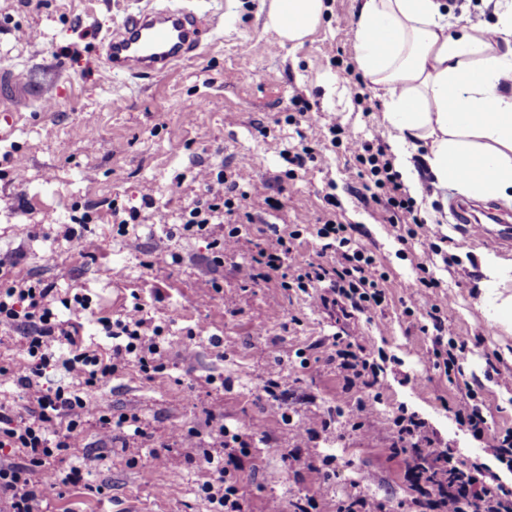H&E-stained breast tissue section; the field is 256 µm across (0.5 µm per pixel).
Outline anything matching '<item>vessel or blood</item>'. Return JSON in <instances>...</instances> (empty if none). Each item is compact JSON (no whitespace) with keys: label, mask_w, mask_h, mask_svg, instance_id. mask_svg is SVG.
Instances as JSON below:
<instances>
[{"label":"vessel or blood","mask_w":512,"mask_h":512,"mask_svg":"<svg viewBox=\"0 0 512 512\" xmlns=\"http://www.w3.org/2000/svg\"><path fill=\"white\" fill-rule=\"evenodd\" d=\"M205 30L191 5H147L128 13L105 47L107 66L116 74L144 75L199 55ZM47 93H35L11 69H0V120L25 112Z\"/></svg>","instance_id":"b4317fda"}]
</instances>
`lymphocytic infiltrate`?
<instances>
[{
	"label": "lymphocytic infiltrate",
	"instance_id": "obj_1",
	"mask_svg": "<svg viewBox=\"0 0 512 512\" xmlns=\"http://www.w3.org/2000/svg\"><path fill=\"white\" fill-rule=\"evenodd\" d=\"M344 136L348 149L369 166L368 190L372 200L383 206L387 223L393 224L397 233L415 237L427 216L387 158L381 136L369 141L357 140L350 134ZM195 177L204 184L205 195L183 212L182 229L189 235L205 237L210 236L213 225L224 224L223 238L212 242L214 261L220 264L243 232L242 225L226 221L234 213L233 199L239 186L211 168L198 170ZM317 234L333 241L327 264L288 263L292 244L300 233L276 227L239 271L245 280L273 284L280 294L291 288L312 290L313 304L346 317L380 306L385 299L386 276L377 271L372 256L352 239L347 227L329 219ZM54 302L49 285L14 281L0 289V334L15 329L21 320L30 325L24 338L28 362L19 369L1 366L0 378L24 390L36 406L28 419L16 418L12 411L0 407V449L18 451L23 457L19 463L0 464V502L6 504V512H44L49 494L80 483L77 469L64 472L56 463L77 448L85 416L92 406L91 392L103 378L116 373L132 357L143 372L162 367L158 338L163 329L149 326L143 306L137 303L119 318L98 320L105 335L113 339L108 361H101L85 349L75 350L63 360L65 370L80 379L85 394L60 387L44 389L39 380L54 359L55 345L78 335L84 320L93 317L85 296L63 299L69 312L65 320L55 313ZM328 359L345 372L350 383L379 390L380 367L359 341L347 342ZM393 425L398 441L410 443L406 454L415 462L414 486L436 489L430 502L433 512H512V488L500 483L498 476L489 473L484 465L465 463L453 449L434 447L424 424L415 417L399 415ZM218 437L225 449L224 457L219 460L211 451H203L199 490L214 512H244V494L232 471L251 458V438L223 427L219 428Z\"/></svg>",
	"mask_w": 512,
	"mask_h": 512
}]
</instances>
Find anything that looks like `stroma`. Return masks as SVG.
<instances>
[{
    "instance_id": "35a3bbf8",
    "label": "stroma",
    "mask_w": 512,
    "mask_h": 512,
    "mask_svg": "<svg viewBox=\"0 0 512 512\" xmlns=\"http://www.w3.org/2000/svg\"><path fill=\"white\" fill-rule=\"evenodd\" d=\"M324 2L320 24L288 44L267 26L264 0H198L209 27L200 55L133 77L106 69L103 40L135 0H0V68L51 88L53 97L51 108L15 114L11 134L0 138L6 278L53 286L62 298L88 296L99 316L116 318L138 303L165 330L161 370L146 374L132 363L95 390L97 411L79 453L62 463L80 467L83 480L61 489L51 512H210L195 461L213 443L212 413L254 436L251 462L235 472L250 512L307 494L316 496L317 512H336L356 496L389 512H416L409 458L393 452V420L402 413L424 422L437 447L485 463L512 486V472L489 453L512 429V328L500 323L495 300L496 291L512 293V277L487 288L481 273L486 255L511 266L512 243L467 236L447 211L457 189L436 187L422 199L436 249L401 244L344 146L321 143L302 170H290L283 155L301 146L292 120L298 96L310 104L312 124L335 118L360 139L386 132L383 101L356 60L358 0ZM358 94L364 103L355 102ZM198 97L209 107L186 116L185 102ZM205 167L223 169L245 189L265 182L281 205L276 211L258 197L242 200L239 211L252 222L220 265L209 239L186 235L180 224L202 192L192 176ZM146 197L155 209L143 207ZM132 208L137 220L118 229L113 210ZM159 208L167 223H157ZM87 212L93 221L81 239L64 241L65 224ZM331 214L351 225L387 274L380 306L339 321L300 292L276 305L272 289L239 274L271 224L301 230L291 262H320L314 226ZM421 263L440 288L418 287ZM215 282L222 293L212 290ZM435 306L467 343L459 366L486 418L481 436L456 418L451 405L460 389L434 365ZM292 314L297 323H289ZM354 338L381 358L378 395L346 385L326 360L334 340ZM270 378L288 383L279 417L262 391ZM102 413L140 417L137 463L102 435ZM188 427L200 433L196 446L177 438ZM299 429L298 457L284 461ZM160 446L167 450L162 465L151 457Z\"/></svg>"
}]
</instances>
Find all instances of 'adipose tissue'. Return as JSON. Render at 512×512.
<instances>
[{"instance_id":"1","label":"adipose tissue","mask_w":512,"mask_h":512,"mask_svg":"<svg viewBox=\"0 0 512 512\" xmlns=\"http://www.w3.org/2000/svg\"><path fill=\"white\" fill-rule=\"evenodd\" d=\"M323 0H269V25L288 42L320 22ZM497 39L452 27L441 0H360L357 63L382 93L394 166L420 194L411 152L435 185L479 199L512 202V16Z\"/></svg>"}]
</instances>
